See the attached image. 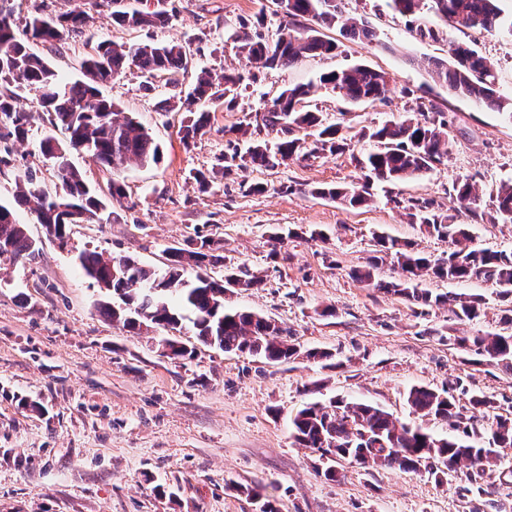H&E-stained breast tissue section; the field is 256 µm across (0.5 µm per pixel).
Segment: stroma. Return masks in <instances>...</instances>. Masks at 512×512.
I'll use <instances>...</instances> for the list:
<instances>
[{"mask_svg":"<svg viewBox=\"0 0 512 512\" xmlns=\"http://www.w3.org/2000/svg\"><path fill=\"white\" fill-rule=\"evenodd\" d=\"M389 0H342L346 16L367 22L368 42L330 30L336 52L307 55L292 66L255 68L239 50L241 24L275 39L283 18L274 0H178L172 25L129 31L95 16L83 36L60 49L37 46L65 80L100 41L182 43L191 55L182 83L197 69L214 76L235 71L242 90L235 110L217 109L194 143L183 144L181 112H158L157 97L172 95L164 83L146 92L138 69L103 85L119 110L134 116L159 145L156 164H129L120 174L124 197L113 199L111 171L76 152L72 161L118 214L117 222L73 224L68 242L47 237L30 208L17 212L37 244L30 259L0 256V512H258L242 489L260 485L277 512H512V448L485 475L484 492L464 493L467 468L452 483L428 469L336 463L326 479L319 453L297 445L289 422L307 404L332 398L382 407L400 422L418 415L407 403L414 386L442 389L460 383V406L481 393L500 414L512 413V371L475 365L450 342L454 336L497 333L512 300L481 280L423 277L422 288L483 298L478 319L458 320L451 305L423 307L360 282L354 269L378 255L376 234L410 242L432 258L448 253L447 239L410 223L404 204L428 201L434 210L470 225L479 247L512 252V224L472 220L454 183L478 188L489 210L502 182L512 180V121L450 94L428 69L448 59L451 43L474 45L494 66L496 89L512 98V34L445 30L425 11L437 38H422ZM362 63L388 73L384 101L351 103L320 87L322 73ZM310 85V109L340 124L348 138L339 154L296 156L273 169L236 161L225 170V128L282 90ZM432 101L448 122L447 158L433 169L393 185H374L365 205L312 196L318 185L361 182L355 159L374 149L363 130L413 115L417 97ZM23 106L32 118L25 140L14 143L15 163L0 166V202L13 199L18 175L36 170L47 191L59 189L41 153L45 136L65 141L33 93ZM210 174L200 190L194 172ZM283 240H272L276 229ZM324 238H311L313 229ZM212 239L224 257L208 267L219 279L230 271L259 276L258 287L227 292L226 306L244 308L289 327L302 349L329 352V360L300 357L272 362L249 353H226L200 342L189 326L142 329L135 334L101 315L99 288L75 262L83 251L130 256L163 272L167 251L193 239ZM192 348L188 359L160 354L162 336ZM37 401L41 412L31 411Z\"/></svg>","mask_w":512,"mask_h":512,"instance_id":"1","label":"stroma"}]
</instances>
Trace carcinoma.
Returning a JSON list of instances; mask_svg holds the SVG:
<instances>
[{"label":"carcinoma","mask_w":512,"mask_h":512,"mask_svg":"<svg viewBox=\"0 0 512 512\" xmlns=\"http://www.w3.org/2000/svg\"><path fill=\"white\" fill-rule=\"evenodd\" d=\"M54 0H39L34 11L18 25L13 13L0 6V166L12 163L9 142L27 137L31 114L19 105L21 90L36 93L39 107L50 116V124L68 134L65 144L49 136L40 144L41 152L57 172L61 190L51 194L39 183L37 173L27 169L18 176L13 203H0V247L15 259L27 258L37 251L27 235L25 225L17 220L16 208L35 204L33 211L39 223L55 229L60 245H66L68 215L72 210L88 213V223L112 221V212L73 165L70 150L85 144L93 162L117 172L135 161L158 163L161 151L148 130L135 118L121 115L118 106L105 97L99 85L134 66L151 78H160L178 86L177 74L188 70L189 60L183 46L154 42L116 44L101 41L93 54L82 64L86 80L69 83L51 67L48 60L30 48L40 42L57 47L83 34L88 10L57 13ZM433 9L449 29L490 32L506 28L512 32V19L504 21L499 0H431ZM286 25L272 41L262 34L247 30L237 35L241 52L248 60L262 67L291 65L305 54H329L336 42L326 38L321 29L340 28L354 39L373 40L375 33L365 24L343 18L336 0H275ZM91 9L110 11L112 24L130 30H151L166 27L177 15L175 0H150L143 8L131 7L127 0H86ZM426 0H391L390 7L409 18L412 28L425 38L438 32L422 19ZM316 26H305L303 19ZM452 62L430 61L432 78L447 87L448 92L478 105L499 112L512 120V99H505L496 90L493 65L473 46L454 43L449 50ZM240 81L236 74H226L217 82L210 72L200 71L187 91L176 93L158 103L161 112L173 110L178 100L189 119L182 125V140L189 142L210 123L211 110L234 108V90ZM389 79L385 72L358 64L320 77L325 88L344 91L342 97L353 102L381 99ZM309 88L295 86L282 91L262 111L265 118L255 123L254 131L276 128L283 135L276 149L266 141L254 139L246 154L254 168H272L300 153L306 156L329 152L342 153L347 137L338 124H323L318 113L305 109ZM433 105L421 103L419 116L400 122H389L369 131L377 142L361 162L368 171L365 180L349 186H320L311 194L321 198L340 199L351 206L370 200L371 180L397 183L415 176L442 162L448 155L450 131L444 119H431L427 113ZM315 128L311 142L294 136L301 129ZM457 199L466 205L471 218L489 216L492 223L512 224V181L500 185L492 201V210L485 213L475 208L478 201L475 185L465 179L453 186ZM410 223L421 224L448 240V256L432 259L410 244L378 237L385 253L395 256L401 277L395 282L376 280L378 258L354 271L355 277L376 288L392 292L420 306L433 307L452 303L453 312L461 321L480 316L483 300L478 297L434 294L421 287V277L432 274L452 281L483 280L500 288L499 295L512 296V252L481 248L475 244L468 224H456L446 214L429 209L426 202H413L406 207ZM130 266L125 272L116 258L103 259L95 251L83 252L78 264L85 276L107 284L108 299L96 303L100 314L140 333L142 327L178 326L190 319L195 335L226 353L245 352L263 356L270 361H289L301 355L308 359H327L325 351L301 347L289 340L290 330L254 312L224 308V294L238 275L230 273L221 280L199 273L195 280L185 278L186 267L199 269L223 261L211 241L201 239L188 248L176 247L168 253L163 275L144 267L136 259L123 256ZM453 344L464 352L480 356L512 370V333L455 336ZM456 388L436 390L426 386L410 388L407 401L413 412L422 418L445 420L451 428L448 436H438L420 425L410 427L392 414L373 404H350L342 400L312 403L291 421L292 436L304 448L315 452H331L342 459L361 455L368 467H396L415 472L421 460H433L434 474L458 471L464 464L471 469L469 479L475 480L498 465V449L512 448V417L496 413V402L484 394L469 398L472 415L463 418L454 394ZM490 417L489 427H474L477 416Z\"/></svg>","instance_id":"1"}]
</instances>
